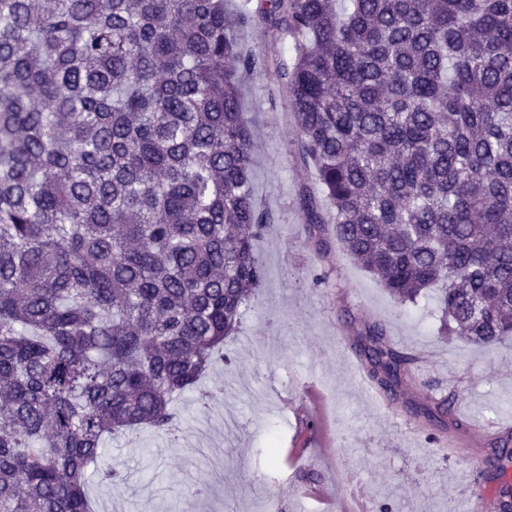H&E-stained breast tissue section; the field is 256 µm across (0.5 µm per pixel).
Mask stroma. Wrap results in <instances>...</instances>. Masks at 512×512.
<instances>
[{
	"label": "stroma",
	"instance_id": "1",
	"mask_svg": "<svg viewBox=\"0 0 512 512\" xmlns=\"http://www.w3.org/2000/svg\"><path fill=\"white\" fill-rule=\"evenodd\" d=\"M243 41L259 46L270 63L247 77L244 91V116L255 134L254 197L273 217L256 247L265 279L238 332L225 340L224 360L199 391L178 398L175 408L186 420L181 445L146 430L112 438L104 460L127 479L116 486L90 482L93 508L225 512L231 503L237 512H309L308 503L277 497L283 466L268 449L285 447L296 432L295 418L280 411V394L310 376L328 396L338 446L291 472V481L357 482L375 512H443L449 494L461 487L470 446L445 458L426 440L402 445L405 425L359 393L336 344L342 338L355 343L368 322H385L393 343L426 352L417 362L416 383L406 390L409 398L452 390L465 421L512 426V377L500 372L512 364V340L490 348L456 337L441 340L433 298L399 309L340 250L332 225L305 224L307 200L323 194L300 159L290 102L273 72L287 57V42L269 25L247 30ZM201 481L208 493L197 498L191 488Z\"/></svg>",
	"mask_w": 512,
	"mask_h": 512
}]
</instances>
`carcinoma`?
Masks as SVG:
<instances>
[{"mask_svg": "<svg viewBox=\"0 0 512 512\" xmlns=\"http://www.w3.org/2000/svg\"><path fill=\"white\" fill-rule=\"evenodd\" d=\"M0 0V512H92L106 438L178 441L193 389L265 278L240 32L275 77L339 247L441 336H512V0ZM396 403L413 359L356 340ZM450 392L407 406L460 429ZM512 433L487 440L499 471Z\"/></svg>", "mask_w": 512, "mask_h": 512, "instance_id": "obj_1", "label": "carcinoma"}]
</instances>
